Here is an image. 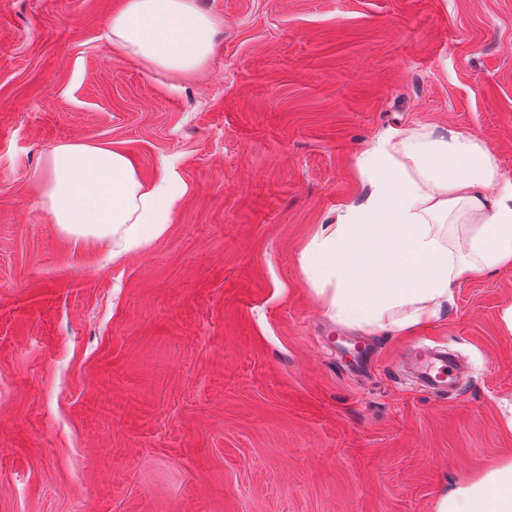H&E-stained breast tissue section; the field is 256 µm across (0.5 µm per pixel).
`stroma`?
<instances>
[{
    "mask_svg": "<svg viewBox=\"0 0 512 512\" xmlns=\"http://www.w3.org/2000/svg\"><path fill=\"white\" fill-rule=\"evenodd\" d=\"M197 72L113 53L124 0H0V512H433L512 459V269L414 336L332 322L298 254L383 129L479 136L512 180V0H196ZM65 141L174 160L166 233L112 261L29 174ZM444 348L454 391L401 362Z\"/></svg>",
    "mask_w": 512,
    "mask_h": 512,
    "instance_id": "stroma-1",
    "label": "stroma"
}]
</instances>
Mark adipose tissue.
I'll return each instance as SVG.
<instances>
[{"label": "adipose tissue", "mask_w": 512, "mask_h": 512, "mask_svg": "<svg viewBox=\"0 0 512 512\" xmlns=\"http://www.w3.org/2000/svg\"><path fill=\"white\" fill-rule=\"evenodd\" d=\"M113 51L176 74L200 69L217 27L196 0H126L109 23ZM365 187L317 225L300 269L334 323L410 336L437 323L456 286L512 267V180L475 134L386 128L355 161ZM59 231L106 241L113 259L147 249L188 188L171 165L146 182L117 149L48 148L30 174ZM434 512H512V461L457 481Z\"/></svg>", "instance_id": "adipose-tissue-1"}]
</instances>
